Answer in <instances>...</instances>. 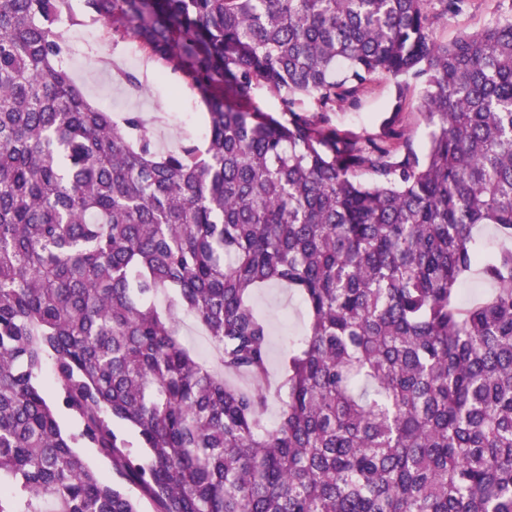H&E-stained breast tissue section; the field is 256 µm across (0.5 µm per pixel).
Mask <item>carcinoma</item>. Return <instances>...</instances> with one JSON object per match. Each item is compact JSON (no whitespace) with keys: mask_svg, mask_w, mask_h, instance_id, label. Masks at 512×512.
Masks as SVG:
<instances>
[{"mask_svg":"<svg viewBox=\"0 0 512 512\" xmlns=\"http://www.w3.org/2000/svg\"><path fill=\"white\" fill-rule=\"evenodd\" d=\"M463 2L0 0V512H512V20L439 40ZM65 22L188 80L203 141L88 100ZM378 76L384 134L333 125ZM271 285L309 314L274 383ZM398 127L403 129L416 145H422L426 140L427 127L417 110L416 99L410 104L406 112H402Z\"/></svg>","mask_w":512,"mask_h":512,"instance_id":"1","label":"carcinoma"}]
</instances>
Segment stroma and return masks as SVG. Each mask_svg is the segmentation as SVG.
<instances>
[{
  "instance_id": "obj_1",
  "label": "stroma",
  "mask_w": 512,
  "mask_h": 512,
  "mask_svg": "<svg viewBox=\"0 0 512 512\" xmlns=\"http://www.w3.org/2000/svg\"><path fill=\"white\" fill-rule=\"evenodd\" d=\"M512 18V0H466L462 9L449 15L437 28L441 39L450 41L463 32H476L489 23ZM94 37L93 50L115 60L117 69L102 67L98 60L71 65L74 79L82 86L96 105L120 116L127 112L141 113L149 123L157 146L173 149L180 139H200L204 131L203 116L206 106L200 94L179 74L161 73L157 62L140 55L135 71L143 90H135L118 76L127 69V56L132 43L112 44L102 24L88 27ZM394 102V86L386 77H378L351 107H342L331 113L330 119L339 128L364 138H375L382 133V123L389 117ZM260 309L270 318L273 327L272 351L274 362H281L290 343L305 333L308 314L298 294L286 288L262 289L256 295Z\"/></svg>"
}]
</instances>
